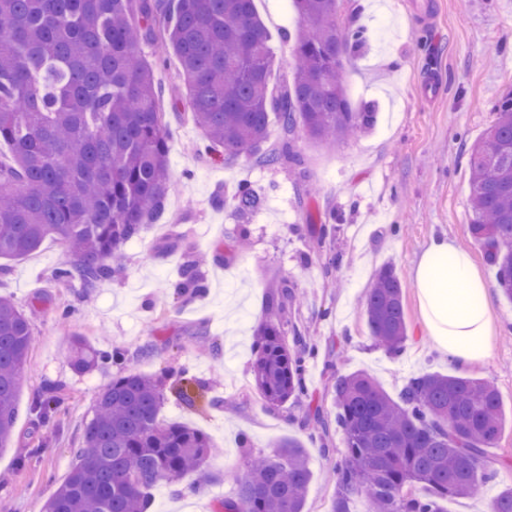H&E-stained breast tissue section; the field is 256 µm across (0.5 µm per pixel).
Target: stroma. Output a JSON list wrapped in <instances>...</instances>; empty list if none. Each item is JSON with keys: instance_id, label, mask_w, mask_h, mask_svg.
<instances>
[{"instance_id": "stroma-1", "label": "stroma", "mask_w": 512, "mask_h": 512, "mask_svg": "<svg viewBox=\"0 0 512 512\" xmlns=\"http://www.w3.org/2000/svg\"><path fill=\"white\" fill-rule=\"evenodd\" d=\"M271 32L275 86L292 76V41L281 31L301 22L283 0H255ZM341 23L369 29L365 52L345 60L346 86L355 104L375 103L378 121L369 133L330 149L298 134L296 161L265 167L241 157L210 154L192 122L176 60L161 72L159 108L170 132V167L179 188L163 219L125 248L119 274L84 289L53 277L67 260L56 239L0 270V296L12 298L30 317L33 342L17 392V421L10 445L0 452V512H40L66 476L85 424L113 371L75 374L68 343L80 336L95 348L128 350V363L149 375L179 366L205 382L194 403L168 394L161 416L203 431L216 452L212 470L224 478L191 490L157 485L149 512H213L232 496L245 469L243 439L269 452L291 437L306 448L312 482L305 512H328L336 456L324 455L302 423L308 405L330 408V373L364 371L389 393L419 371L487 379L512 411V302L494 294L493 336L486 361L458 366L432 349L412 286L413 269L432 237L468 251L479 273L496 271L467 229V149L494 119L493 107L512 87V0H340ZM433 83L438 97L424 100ZM265 195L262 209L239 216L218 197L240 182ZM335 211L333 235L318 225ZM204 297L188 302L159 291L176 279L197 253ZM394 264L404 285L403 302L412 339L392 357L372 346L365 298L375 270ZM288 280L300 300L287 309L313 336L317 354L306 365L308 400L277 410L262 407L254 389V328L267 315V298ZM152 344L150 355L139 354ZM64 384L63 401L43 414L37 399L46 383Z\"/></svg>"}]
</instances>
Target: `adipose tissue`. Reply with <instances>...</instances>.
Wrapping results in <instances>:
<instances>
[{
    "instance_id": "1",
    "label": "adipose tissue",
    "mask_w": 512,
    "mask_h": 512,
    "mask_svg": "<svg viewBox=\"0 0 512 512\" xmlns=\"http://www.w3.org/2000/svg\"><path fill=\"white\" fill-rule=\"evenodd\" d=\"M413 286L434 350L461 365L488 357L493 289L468 252L447 237L431 239L416 264Z\"/></svg>"
}]
</instances>
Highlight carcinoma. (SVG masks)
I'll use <instances>...</instances> for the list:
<instances>
[{"mask_svg": "<svg viewBox=\"0 0 512 512\" xmlns=\"http://www.w3.org/2000/svg\"><path fill=\"white\" fill-rule=\"evenodd\" d=\"M340 0H292L305 25L293 35L291 86H271L272 35L255 0H0V260L35 252L60 239L70 260L54 276L85 288L117 273L109 260L164 213L173 189L169 132L158 110L157 70L141 44L157 41L184 82L191 119L229 158L265 166L296 161L290 143L303 131L323 145L372 130L375 105L353 106L343 58L358 52L363 31L336 27ZM496 117L468 147V234L496 267V287L512 301V90L501 93ZM283 137L268 146L270 129ZM230 203L247 215L263 195L237 185ZM191 300L204 290L195 261L173 283ZM296 300L283 282L268 298L255 333L254 388L267 409L307 396L306 359L315 344L281 312ZM365 317L372 345L393 356L408 344L403 285L393 264L381 266L368 289ZM32 344L29 316L0 298V449L12 438L22 371ZM71 365L84 374L127 354H108L75 336ZM165 379L127 366L99 393L94 416L65 480L42 512H148L160 484L211 481L209 438L165 423ZM334 417L306 412L317 433L331 420L344 432L334 468L329 512H354L359 495L368 512H446L443 504L474 495L498 475L486 450L505 417L486 379L421 371L390 395L364 371L343 372L329 385ZM61 399L50 387L39 406ZM312 480L306 449L283 439L247 462L222 512H304ZM493 512H512L504 482Z\"/></svg>", "mask_w": 512, "mask_h": 512, "instance_id": "carcinoma-1", "label": "carcinoma"}]
</instances>
